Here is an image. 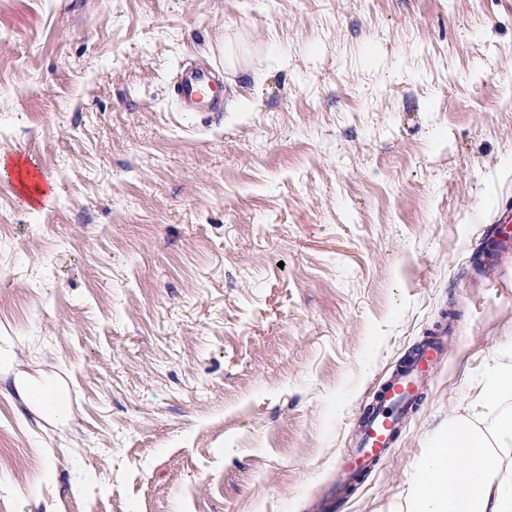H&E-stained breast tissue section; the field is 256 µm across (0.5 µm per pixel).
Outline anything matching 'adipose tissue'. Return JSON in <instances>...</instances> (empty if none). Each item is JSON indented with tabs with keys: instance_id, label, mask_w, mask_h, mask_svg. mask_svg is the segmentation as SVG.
<instances>
[{
	"instance_id": "ef3b65f1",
	"label": "adipose tissue",
	"mask_w": 512,
	"mask_h": 512,
	"mask_svg": "<svg viewBox=\"0 0 512 512\" xmlns=\"http://www.w3.org/2000/svg\"><path fill=\"white\" fill-rule=\"evenodd\" d=\"M410 512H512V360L488 365L428 449Z\"/></svg>"
}]
</instances>
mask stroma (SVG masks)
I'll use <instances>...</instances> for the list:
<instances>
[{
    "label": "stroma",
    "instance_id": "stroma-1",
    "mask_svg": "<svg viewBox=\"0 0 512 512\" xmlns=\"http://www.w3.org/2000/svg\"><path fill=\"white\" fill-rule=\"evenodd\" d=\"M220 119L180 111L187 62ZM0 512H312L444 315L448 358L337 512H407L512 348V0H0ZM64 383L65 418L30 391ZM178 102L187 110L224 111L222 86L209 69H196L184 74L174 86ZM490 233L484 239L485 257L497 266L512 255V202L499 205L494 211Z\"/></svg>",
    "mask_w": 512,
    "mask_h": 512
}]
</instances>
